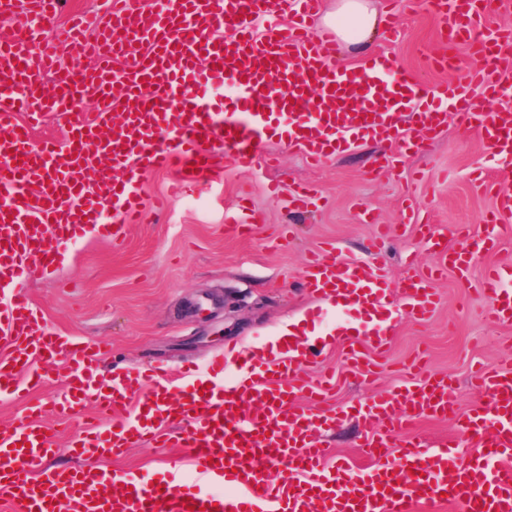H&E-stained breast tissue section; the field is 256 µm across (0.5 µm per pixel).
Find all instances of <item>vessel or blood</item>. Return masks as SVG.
I'll list each match as a JSON object with an SVG mask.
<instances>
[{"label": "vessel or blood", "mask_w": 512, "mask_h": 512, "mask_svg": "<svg viewBox=\"0 0 512 512\" xmlns=\"http://www.w3.org/2000/svg\"><path fill=\"white\" fill-rule=\"evenodd\" d=\"M442 45H456L450 27L477 28L485 0H430ZM61 0H0V14L38 16L40 33L18 29L0 43V341L11 348L0 362V395L42 386L56 366L65 390L53 407L75 415L87 408L125 413L104 433L83 430L71 442L81 458L117 456L137 442L165 440L182 449L200 479H221L220 491L198 483L173 486L123 477L99 466L53 468L54 432L36 422L0 433V489L16 512H426L450 504L456 512H512V368L480 369L473 385L489 398L485 414L459 412L447 376L429 375L368 404H356L370 431L364 455L373 468L328 466L322 440L336 414L327 395L336 383L306 376L310 357L324 346L315 339L289 342L290 354L276 371L247 364L244 376L169 391L151 375L124 380L102 372L110 342L78 341L45 330L44 317L18 284L48 272L62 249L94 230L110 237L102 218L113 208L122 224L146 221L138 192L145 170L175 166L201 179L208 175L211 141L224 158L250 169L276 115L288 118L287 136L315 164L361 136L380 135L410 146L437 134L448 120L477 132L512 167V107L496 106L497 89L512 77V29L488 38L468 37L479 57L454 84L421 85L386 55L355 68L339 64L335 33L313 34L324 0H165L149 10L147 0H108L105 12H87L58 26ZM268 27L258 32L256 20ZM288 23L280 33L276 20ZM68 50L73 67L63 66ZM225 83L236 104L217 110L210 91ZM97 87V115L70 114L78 87ZM482 89L491 110L478 108L471 92ZM27 121L15 119V110ZM48 112L69 114L71 135L42 147L30 142L31 123ZM124 178L114 181L113 169ZM497 206L478 228L460 227V248H449L428 225L422 239L434 253V273L409 280L400 307L424 320L436 304V275L464 270L470 253L496 250L504 216L512 214V190L480 177ZM382 239L370 259L335 255L310 259L309 294L339 310L385 312L392 303L381 268ZM488 318L512 322V265L489 269L481 283ZM348 358L360 362V347L381 354L390 345L383 322L350 337ZM144 412L127 413L133 396ZM312 408L300 407L301 398ZM453 416L473 452L452 462L447 450L429 451L415 434L426 416ZM278 468L269 478L266 466Z\"/></svg>", "instance_id": "b4317fda"}]
</instances>
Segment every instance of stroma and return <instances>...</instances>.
<instances>
[{
    "instance_id": "35a3bbf8",
    "label": "stroma",
    "mask_w": 512,
    "mask_h": 512,
    "mask_svg": "<svg viewBox=\"0 0 512 512\" xmlns=\"http://www.w3.org/2000/svg\"><path fill=\"white\" fill-rule=\"evenodd\" d=\"M439 48L438 23L424 0H413L400 14L393 35H379L373 42L374 53L391 56L427 87L457 79L475 64L461 45L455 67H424V54ZM261 153L263 158L277 156L278 166L267 167L262 159L242 171L226 163L223 146H216L218 178L180 195L172 192L179 171L145 173L138 183L145 206L165 197L170 202L166 211L151 215L148 223L126 226L125 243L118 249L103 237H80L47 277L27 284L47 328L82 341L110 340L113 371L152 368L171 374L174 389L191 383L174 376L175 368L206 366L231 343L253 363L271 367L276 360L266 350L287 322L301 317L324 331L336 319H357L352 312L336 315L303 290L305 262L312 252L329 243L340 257H364L377 227L389 226L383 263L390 292L396 295L434 259L417 228L410 226L411 213L439 225L452 247L456 225H480L495 206L493 196L470 178L473 170L492 165L490 145L452 122L418 149L364 140L318 167L308 163L302 150L288 148L281 135L269 136ZM300 184L312 186L320 197L306 214L289 204L291 189ZM243 195L249 198L248 217L257 223L246 238L224 222ZM497 261L512 262V237L504 238L495 252L477 253L468 278L446 273L436 285L439 299L427 322L403 312L393 316L391 343L376 359L374 376L345 375L347 347L336 340L308 364L314 380L331 370L336 373V389L329 396L336 418L324 433L336 461L368 467L360 448L365 431L350 406L419 381L411 366L417 356L427 358L432 372L453 379L459 411L486 410V394L470 385L472 370L481 364L512 366V325L489 322L479 291L484 267ZM63 389L62 376L54 372L32 394L0 400V432L32 420L31 405L38 400L51 403ZM42 421L57 432V449L49 458L56 467L79 465L69 442L82 428L113 426L112 419H98L90 408L71 419L47 414ZM418 429L428 445L447 444L458 460L469 456L451 420L425 417ZM172 459V449L144 443L108 458L106 464L120 473L146 471L157 479L188 482L187 472L174 469Z\"/></svg>"
}]
</instances>
